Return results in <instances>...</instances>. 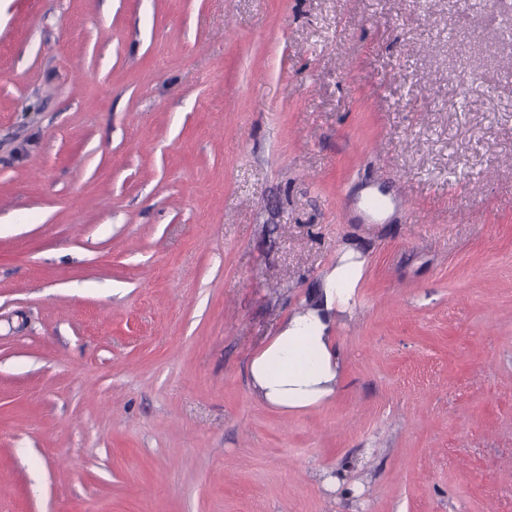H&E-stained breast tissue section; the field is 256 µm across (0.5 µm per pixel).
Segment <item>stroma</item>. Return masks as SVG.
<instances>
[{
	"label": "stroma",
	"instance_id": "obj_1",
	"mask_svg": "<svg viewBox=\"0 0 512 512\" xmlns=\"http://www.w3.org/2000/svg\"><path fill=\"white\" fill-rule=\"evenodd\" d=\"M509 23L0 0V512H512ZM346 244L342 385L282 414L246 363Z\"/></svg>",
	"mask_w": 512,
	"mask_h": 512
}]
</instances>
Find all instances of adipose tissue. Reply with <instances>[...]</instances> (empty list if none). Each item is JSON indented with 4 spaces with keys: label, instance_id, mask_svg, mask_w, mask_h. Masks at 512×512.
<instances>
[{
    "label": "adipose tissue",
    "instance_id": "1",
    "mask_svg": "<svg viewBox=\"0 0 512 512\" xmlns=\"http://www.w3.org/2000/svg\"><path fill=\"white\" fill-rule=\"evenodd\" d=\"M365 259L346 245L323 277L310 302L293 312L247 363L253 394L282 412L314 407L341 386L340 355L334 330L356 304Z\"/></svg>",
    "mask_w": 512,
    "mask_h": 512
}]
</instances>
